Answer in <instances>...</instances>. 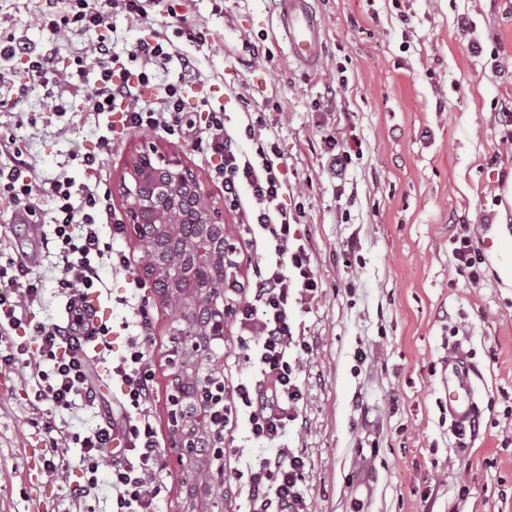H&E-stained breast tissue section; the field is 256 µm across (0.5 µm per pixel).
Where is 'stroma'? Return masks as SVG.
<instances>
[{
    "mask_svg": "<svg viewBox=\"0 0 512 512\" xmlns=\"http://www.w3.org/2000/svg\"><path fill=\"white\" fill-rule=\"evenodd\" d=\"M323 33L315 69L297 66L277 29L279 0H174L212 39L192 47L204 91L223 106L228 129L256 121L273 143L288 184L280 205L294 217L296 238L309 250L318 280L315 297L290 307L295 375L306 391L301 422L280 447L306 460L310 512H512V282L502 278V241L512 238V0H311ZM7 28L30 49L49 44L26 0H0ZM25 85L0 131L17 132L41 179L66 174L85 183L81 155L100 137L116 142L103 160L107 203L122 213L116 190L142 144L179 155L215 196L224 190L211 164L172 137L126 129L119 115L97 113L86 98L49 94L28 84L23 57L5 65ZM85 120L71 122V109ZM353 145L344 180L327 169V134ZM0 199V226L10 232L0 255L28 252L41 277V298L26 311L17 339L32 343L35 326L63 319L54 247L39 224H14ZM228 232L242 244L237 275L224 283L244 296L268 253L263 235L225 207ZM474 225L488 268L479 285L459 276L451 239ZM130 258L123 271L105 266L106 285L94 295V314L112 327L111 354L128 333L129 299L153 321L148 343L156 397L153 415L168 439L166 352L180 311L157 302L142 277L143 244L131 231L112 236ZM140 277L138 290L130 274ZM229 319L224 381L257 379ZM461 344L476 367L474 435L457 439L448 419V350ZM94 407L58 412L72 436L48 451L34 421L35 383L29 371L0 365V512H61L69 487L82 480V450L74 438L103 421L121 427L118 384L92 362ZM242 420L224 434V468L266 456ZM63 476H53L49 463ZM160 512H188L190 477L162 452ZM468 484L467 500L457 496Z\"/></svg>",
    "mask_w": 512,
    "mask_h": 512,
    "instance_id": "35a3bbf8",
    "label": "stroma"
}]
</instances>
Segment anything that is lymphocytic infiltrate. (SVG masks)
Returning <instances> with one entry per match:
<instances>
[{"label":"lymphocytic infiltrate","mask_w":512,"mask_h":512,"mask_svg":"<svg viewBox=\"0 0 512 512\" xmlns=\"http://www.w3.org/2000/svg\"><path fill=\"white\" fill-rule=\"evenodd\" d=\"M119 14L152 26L149 38L123 53L108 47L112 19ZM35 16L48 35L50 48L27 57L30 83L43 87L64 84L76 93L89 88L94 108L101 112L121 108V121L127 129L175 135L202 156L219 157L211 178L222 184L225 202L242 213L244 223L267 233L277 260L260 271L238 312L249 333L244 345L253 351L261 379L254 384L237 382L231 400L245 413L254 439L277 440L288 424L296 421L303 397L288 360L294 341L289 315L292 293L313 294L317 281L311 256L297 242L288 213L279 204L288 185L276 154L257 140L251 124L243 136L253 139L255 148L249 154L240 151L239 135L226 129L223 111L210 108L209 98L197 89L195 59L178 54L167 30L175 28L179 37L197 45L206 43L207 34L186 16L167 9L166 0H37ZM72 31L92 34L93 40L75 57L74 70L61 72L53 64L51 48ZM175 59L180 62L181 77L169 83L158 81L159 71ZM147 87L153 91L149 102L142 99ZM191 97L196 98L198 108L207 111L204 126H197L187 116L185 106ZM0 197L9 200L22 220L48 217L61 273L58 286L69 311L66 325L40 326L35 336L37 351L15 343L12 333L21 327L27 308L39 300L40 288L25 259L7 258L0 264V282H6L12 294L0 295V344L6 345L8 353L0 360L8 366L31 369L38 401L49 403L52 409L93 405L97 394L89 379V366L94 357L104 356L110 349L112 328L103 321L89 325L85 300L92 290L102 287L103 265L129 266L127 256L112 249L101 234L111 210L89 185L76 184L65 176L40 179L13 133L0 134ZM47 200L53 203L48 212L42 209ZM453 243L457 274L470 284H479L485 275V259L476 247L473 228L461 225ZM131 322L134 332L125 353L106 370L107 378L120 385L119 410L126 440L122 457L111 459L110 512H157L163 479L153 417L154 390L146 373L152 322L138 307L132 311ZM113 436L111 423L103 422L82 438L83 480L69 489L66 512H82L86 499L96 495L99 467L108 457ZM304 471L302 456L276 448L247 472L236 473V480L242 481L247 492L248 512H309Z\"/></svg>","instance_id":"lymphocytic-infiltrate-1"}]
</instances>
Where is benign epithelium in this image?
<instances>
[{
  "mask_svg": "<svg viewBox=\"0 0 512 512\" xmlns=\"http://www.w3.org/2000/svg\"><path fill=\"white\" fill-rule=\"evenodd\" d=\"M141 162L123 172L117 190L124 206L125 223L142 235L149 224L162 238H177L176 215L190 204L191 221L200 233L179 244L167 255L152 253L151 276L168 285L158 295L161 304L180 301L183 311H206V322L193 334L180 328L170 332L167 362L171 369L167 397L168 448L185 471L201 465L206 479L197 483L196 494L214 502L215 489L224 485V416L226 389L220 372L223 362L224 324L233 307L224 300V289L210 272L236 275L240 247L223 233L221 242L209 241L211 229L224 228V201L216 198L197 175L173 155L154 144L141 148Z\"/></svg>",
  "mask_w": 512,
  "mask_h": 512,
  "instance_id": "1",
  "label": "benign epithelium"
}]
</instances>
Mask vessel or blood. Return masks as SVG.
Instances as JSON below:
<instances>
[{"label": "vessel or blood", "instance_id": "vessel-or-blood-1", "mask_svg": "<svg viewBox=\"0 0 512 512\" xmlns=\"http://www.w3.org/2000/svg\"><path fill=\"white\" fill-rule=\"evenodd\" d=\"M280 30L293 59L300 65L317 64L321 50V28L309 0H282ZM473 370L466 352L459 347L448 354V417L454 431H462L475 414Z\"/></svg>", "mask_w": 512, "mask_h": 512}]
</instances>
